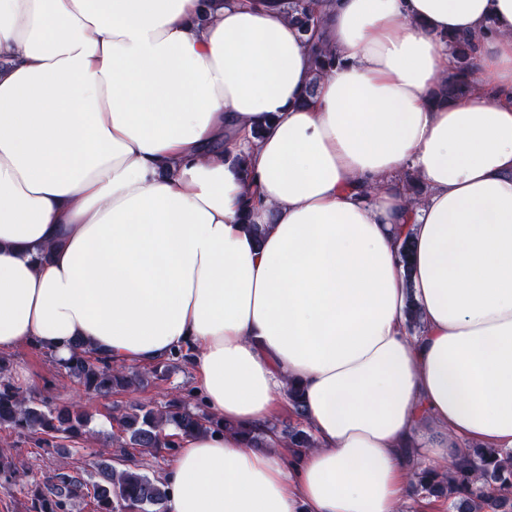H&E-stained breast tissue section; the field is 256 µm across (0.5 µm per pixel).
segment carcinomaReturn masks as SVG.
<instances>
[{
  "label": "carcinoma",
  "instance_id": "carcinoma-1",
  "mask_svg": "<svg viewBox=\"0 0 512 512\" xmlns=\"http://www.w3.org/2000/svg\"><path fill=\"white\" fill-rule=\"evenodd\" d=\"M283 7L299 31L311 36L319 26L313 0H283ZM448 47L455 67L441 82L435 99L447 102L464 97L470 89L475 63L468 36H448ZM337 57L323 48L314 52L318 73L336 65ZM186 360L179 355L159 362L148 371L130 373L116 369L105 357H93L77 344L61 361L69 377L83 387V396L105 398L117 388L142 385L162 377L168 369ZM7 365L0 359V425H6L36 444L53 438H80L92 434L91 417L79 403L53 405L24 396L7 378ZM125 438L121 457L123 467H98L99 479L91 480L85 471L61 460L44 481L31 490L29 512H66L73 499H89L93 512H165L166 483L162 477L145 472L127 452H159L176 447L181 434L206 432L212 428L237 431L204 411L191 410L177 393L160 408L139 404L118 417ZM286 447L298 451L314 445L313 435L298 422L280 431ZM413 494L447 503L448 512H512V451L501 448H472L467 459L448 468L418 467L414 470Z\"/></svg>",
  "mask_w": 512,
  "mask_h": 512
}]
</instances>
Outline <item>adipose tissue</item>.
Instances as JSON below:
<instances>
[{
  "label": "adipose tissue",
  "instance_id": "adipose-tissue-1",
  "mask_svg": "<svg viewBox=\"0 0 512 512\" xmlns=\"http://www.w3.org/2000/svg\"><path fill=\"white\" fill-rule=\"evenodd\" d=\"M318 12L320 76L280 0H0V352H182L246 429L303 392L314 447L180 436L166 512H399L414 456L512 449V0ZM448 47L456 64L453 71L441 82L435 92V99L439 102L464 97L470 89V75L475 69L471 40L468 36L463 34L448 35Z\"/></svg>",
  "mask_w": 512,
  "mask_h": 512
}]
</instances>
